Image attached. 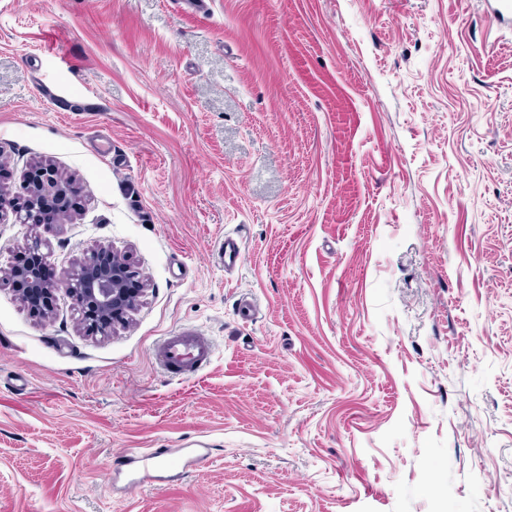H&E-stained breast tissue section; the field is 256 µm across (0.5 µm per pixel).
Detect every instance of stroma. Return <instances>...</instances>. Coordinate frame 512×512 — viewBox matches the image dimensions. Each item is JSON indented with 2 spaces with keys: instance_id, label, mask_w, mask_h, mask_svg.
Segmentation results:
<instances>
[{
  "instance_id": "1",
  "label": "stroma",
  "mask_w": 512,
  "mask_h": 512,
  "mask_svg": "<svg viewBox=\"0 0 512 512\" xmlns=\"http://www.w3.org/2000/svg\"><path fill=\"white\" fill-rule=\"evenodd\" d=\"M205 3L0 0V190L39 162L84 188L0 220V273L37 238L149 283L102 336L0 276V512H512V26ZM181 327L217 352L176 381L152 348ZM187 437L213 461L124 492L128 449ZM218 253L224 263V269H233L242 261L243 250L241 242L236 237L224 236V239L219 242Z\"/></svg>"
}]
</instances>
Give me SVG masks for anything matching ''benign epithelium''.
<instances>
[{"label":"benign epithelium","mask_w":512,"mask_h":512,"mask_svg":"<svg viewBox=\"0 0 512 512\" xmlns=\"http://www.w3.org/2000/svg\"><path fill=\"white\" fill-rule=\"evenodd\" d=\"M80 193L76 181L43 164L27 179L22 198L11 201L10 206L26 224L53 225L69 200ZM7 275L24 285L19 296L26 305L37 299L50 303L55 292H65L89 326L101 334L125 323L141 305L149 287L145 277L126 259L114 260L105 249L91 253L54 279L45 278L33 264L13 266Z\"/></svg>","instance_id":"1"}]
</instances>
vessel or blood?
I'll return each instance as SVG.
<instances>
[{"label": "vessel or blood", "instance_id": "obj_1", "mask_svg": "<svg viewBox=\"0 0 512 512\" xmlns=\"http://www.w3.org/2000/svg\"><path fill=\"white\" fill-rule=\"evenodd\" d=\"M218 253L228 269L239 265L243 257L239 239L229 235L220 241ZM215 354L211 336L189 328L168 333L154 347L160 369L178 380L198 377L210 366ZM210 459V448L186 440L176 448L128 451L122 457V466L127 487L137 488L145 484L167 482L173 467H180L186 472L205 465Z\"/></svg>", "mask_w": 512, "mask_h": 512}]
</instances>
